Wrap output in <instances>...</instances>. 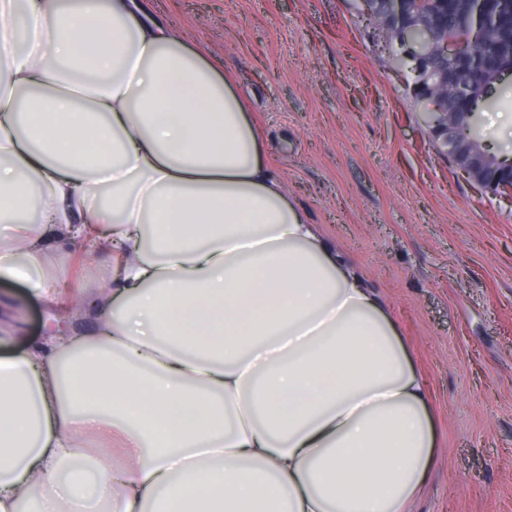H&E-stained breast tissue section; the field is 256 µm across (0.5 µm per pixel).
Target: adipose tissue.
Wrapping results in <instances>:
<instances>
[{"mask_svg":"<svg viewBox=\"0 0 512 512\" xmlns=\"http://www.w3.org/2000/svg\"><path fill=\"white\" fill-rule=\"evenodd\" d=\"M0 223V276L54 316L56 260L111 248L74 335L0 357V512H405L427 484L397 322L142 0H0Z\"/></svg>","mask_w":512,"mask_h":512,"instance_id":"obj_1","label":"adipose tissue"}]
</instances>
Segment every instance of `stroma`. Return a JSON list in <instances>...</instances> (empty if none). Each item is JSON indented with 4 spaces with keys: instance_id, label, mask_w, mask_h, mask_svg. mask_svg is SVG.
<instances>
[{
    "instance_id": "35a3bbf8",
    "label": "stroma",
    "mask_w": 512,
    "mask_h": 512,
    "mask_svg": "<svg viewBox=\"0 0 512 512\" xmlns=\"http://www.w3.org/2000/svg\"><path fill=\"white\" fill-rule=\"evenodd\" d=\"M222 64L271 173L388 305L428 385L436 462L409 512H512V197L452 170L354 0H146ZM481 124L512 154V80ZM0 279V355L47 328Z\"/></svg>"
}]
</instances>
